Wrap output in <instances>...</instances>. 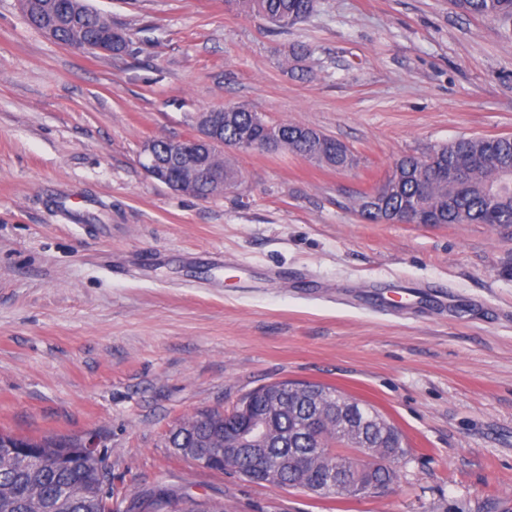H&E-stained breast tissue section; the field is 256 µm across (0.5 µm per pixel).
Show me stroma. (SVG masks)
Masks as SVG:
<instances>
[{
  "mask_svg": "<svg viewBox=\"0 0 512 512\" xmlns=\"http://www.w3.org/2000/svg\"><path fill=\"white\" fill-rule=\"evenodd\" d=\"M87 2L134 51H76L0 0V430L97 435L122 510L162 485L226 512H512V226L355 207L404 156L512 136V34L451 0H319L280 30L224 0ZM225 105L355 163L231 149L242 180L206 199L145 171L144 142ZM284 379L378 407L409 440L398 481L320 498L168 448Z\"/></svg>",
  "mask_w": 512,
  "mask_h": 512,
  "instance_id": "1",
  "label": "stroma"
}]
</instances>
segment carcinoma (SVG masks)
Returning <instances> with one entry per match:
<instances>
[{
  "mask_svg": "<svg viewBox=\"0 0 512 512\" xmlns=\"http://www.w3.org/2000/svg\"><path fill=\"white\" fill-rule=\"evenodd\" d=\"M463 13L496 20L512 27V0H454ZM231 11L260 18L272 27L286 28L309 18L317 0H224ZM25 20L37 30L54 28L56 41L74 46L107 34L112 45L125 50L133 43L131 35L112 29V23L87 14L86 0H20ZM224 112V146L230 148L245 140H258L264 149H286L301 157L318 161L338 171L352 166L348 148L336 139L313 128L298 124H267L257 113L242 106L226 105ZM462 168L461 176L448 180L439 176L448 163ZM512 166V136L459 138L417 158L399 160L380 190L385 209L407 213L419 209L430 215L435 224H512V196L493 200L486 195L487 183L501 167ZM308 390L290 398L297 414L280 416L273 422L268 449L253 462L240 458L226 464L218 459L216 469L228 468L247 477L254 466L266 469L283 467L285 456L296 462L286 469L285 481L300 487H312L325 480L336 467L355 474L366 467L349 455V449L332 452L326 457L316 453L313 445L333 448L337 442L336 425L323 420L314 428L302 427L307 410ZM224 413L216 410L210 420L193 423L196 435L212 439L215 448L224 447ZM71 438H45L37 448H20L18 454L30 462L15 466L0 459V512H110V490L103 487L106 459L97 458L72 446ZM376 448H397L400 459L388 477L395 482L408 455V441L394 425L384 439L373 440ZM127 512H224L221 501H197L175 491L156 486L133 499Z\"/></svg>",
  "mask_w": 512,
  "mask_h": 512,
  "instance_id": "cac0c4a2",
  "label": "carcinoma"
}]
</instances>
